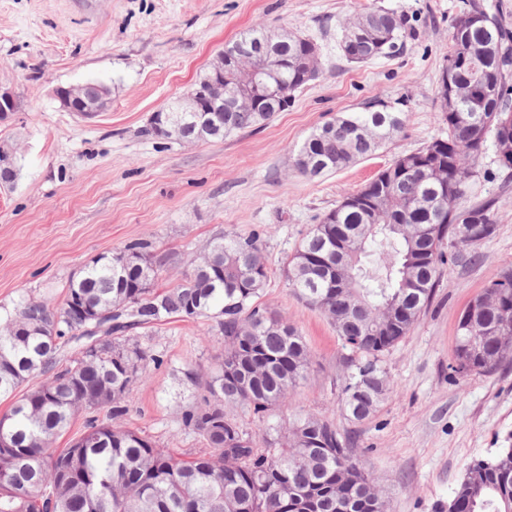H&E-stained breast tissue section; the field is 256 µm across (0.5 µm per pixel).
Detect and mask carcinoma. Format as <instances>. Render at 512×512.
<instances>
[{
    "label": "carcinoma",
    "mask_w": 512,
    "mask_h": 512,
    "mask_svg": "<svg viewBox=\"0 0 512 512\" xmlns=\"http://www.w3.org/2000/svg\"><path fill=\"white\" fill-rule=\"evenodd\" d=\"M408 18L367 7L341 29L338 48L350 63L391 57L410 34ZM451 43L438 88L447 134L401 155L319 218L284 262L288 286L336 328L350 354L340 384V411L354 422L376 412L394 388L381 365L429 305L441 265L472 261L496 232L499 199L473 201L487 142L512 182V29L502 4L468 0L448 28ZM231 45L224 67V133L218 140L267 125L287 111L274 95L246 94L252 57L280 59L278 76L295 93L322 73L323 55L310 37L258 24ZM177 125L192 112L167 104ZM403 113L381 101L316 127L294 158L317 178L373 156L399 131ZM177 262L136 239L84 265L62 301L23 298L0 327V397L13 399L0 417L11 447H0V512H387V501L354 458L352 437L329 419L300 414L287 434L269 422L289 392L307 378L304 337L260 302L267 282L261 233L224 234L183 261L175 283L163 274ZM475 317L458 320L454 364L459 374L490 373L512 354L493 329L512 311V270L483 289ZM206 319L224 339V355L207 373L184 370L203 391L181 410V428L210 453L182 459L151 438L115 424L129 413L127 396L161 359L139 331L172 319ZM38 377L27 390L23 386ZM233 408L264 425L256 436ZM107 411L99 419L96 412ZM84 433L68 448L54 442L79 413ZM326 486L292 502L278 473ZM512 509V448L473 460L448 500V512Z\"/></svg>",
    "instance_id": "carcinoma-1"
}]
</instances>
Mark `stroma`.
Listing matches in <instances>:
<instances>
[{
	"mask_svg": "<svg viewBox=\"0 0 512 512\" xmlns=\"http://www.w3.org/2000/svg\"><path fill=\"white\" fill-rule=\"evenodd\" d=\"M462 0H0V82L19 110L0 123L14 148V187L0 190V311L20 297L62 300L72 274L133 239L184 257L214 236L262 229L268 280L262 302L305 337L311 365L280 408L313 413L349 433L353 455L386 498L388 512H448L467 465L512 448V361L491 373L451 377L458 319L512 268V193L500 195L494 152L470 196H499L495 235L478 259L444 265L412 331L385 352L394 389L363 423L337 405L346 351L334 326L289 288L283 263L318 217L394 158L444 130L437 89L448 55V20ZM405 13L413 32L402 54L354 64L336 49L341 26L364 7ZM308 35L322 48V75L267 125L221 141L148 136L154 111L188 92L239 33L257 24ZM98 82L107 109L65 111L53 90ZM379 100L400 108L404 127L374 156L310 179L293 153L313 128ZM162 364L128 396L127 423L175 455L204 451L179 426L201 394L186 367L209 371L224 344L208 322L173 320L142 338Z\"/></svg>",
	"mask_w": 512,
	"mask_h": 512,
	"instance_id": "stroma-1",
	"label": "stroma"
}]
</instances>
